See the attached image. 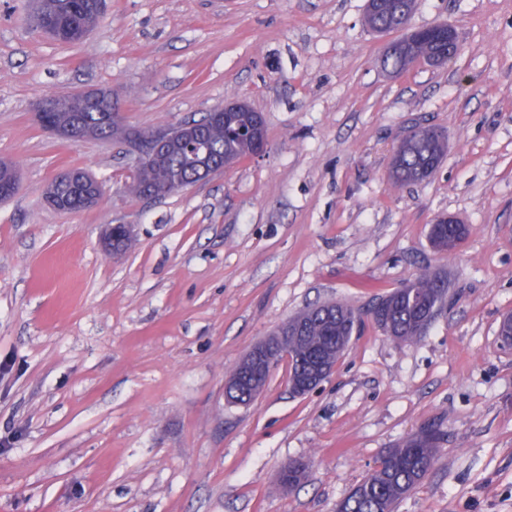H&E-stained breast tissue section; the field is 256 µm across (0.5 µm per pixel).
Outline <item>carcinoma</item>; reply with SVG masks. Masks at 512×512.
<instances>
[{"instance_id": "1", "label": "carcinoma", "mask_w": 512, "mask_h": 512, "mask_svg": "<svg viewBox=\"0 0 512 512\" xmlns=\"http://www.w3.org/2000/svg\"><path fill=\"white\" fill-rule=\"evenodd\" d=\"M98 0H35L33 24L53 22L60 32L84 35L94 26L100 13ZM419 0H381L373 11L365 10L364 21L373 32L395 30L410 19ZM440 51L431 39H421L406 47L392 44L382 58V66L400 73L412 65L414 59L431 60ZM110 96L104 89L82 91L63 97H48L41 103L50 106L45 112L49 124L61 127L87 129L97 140H110L122 132L112 124L99 108ZM256 115L243 106L237 112L217 118L207 113L187 125L200 132L209 149L208 159L229 167L251 156L253 145L247 132L254 128ZM448 151L446 137L432 128H423L398 147L394 162V183L404 185L427 179L441 164ZM203 161L195 148L174 146L167 150L157 164L140 165L135 169L132 190L137 196L159 189L167 184L191 186L202 174ZM85 172L79 170L73 178H56L48 189L50 200L65 197L71 200L70 211L88 207L78 190ZM448 225L437 222L431 226L430 240L439 252L448 251ZM448 293V283L440 276L421 275L408 288H399L380 297L371 310L378 311L376 324L388 335L402 342H411L421 336L438 314ZM300 320L299 338H288L280 356H288L289 379L305 372V352L313 348L335 363L347 348L351 336L361 323V313L339 302L310 307L297 315ZM442 439L440 429L429 426L400 447L389 450L379 466L369 473L344 500L336 505V512H395L397 503L414 490L425 478L435 459Z\"/></svg>"}]
</instances>
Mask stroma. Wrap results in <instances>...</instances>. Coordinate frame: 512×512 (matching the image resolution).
Wrapping results in <instances>:
<instances>
[{
	"label": "stroma",
	"instance_id": "obj_1",
	"mask_svg": "<svg viewBox=\"0 0 512 512\" xmlns=\"http://www.w3.org/2000/svg\"><path fill=\"white\" fill-rule=\"evenodd\" d=\"M366 0H107L80 42L0 0V512H336L383 454L422 428L444 439L397 512H512V0H421L413 28L460 50L400 74ZM105 88L126 127L167 128L237 101L262 112L263 152L154 200L129 191L122 140L61 139L48 95ZM448 137L425 181L390 179L415 126ZM81 168L104 190L46 199ZM468 228L434 251L445 216ZM113 224L133 244L105 249ZM448 298L411 343L367 311L421 274ZM362 325L332 373L295 395L288 363L249 405L225 383L253 345L308 307ZM305 480L282 486L288 463ZM77 172V175L72 179H69L67 175H63L61 177L56 178L50 185L48 189V197L55 206V199L60 197H65L71 200V207L66 212L79 211L86 207H90L94 205L99 197L90 204H86L85 198L82 196L80 191L78 190L79 183L83 179V175H88L87 173L81 170H74L70 173ZM90 176V175H88ZM91 177V176H90ZM56 207V206H55ZM57 208V207H56ZM448 224H455V218L448 216L446 224L436 221L431 226L430 240L433 247L439 252H448V250L456 249L461 243V235L459 234L448 238Z\"/></svg>",
	"mask_w": 512,
	"mask_h": 512
}]
</instances>
